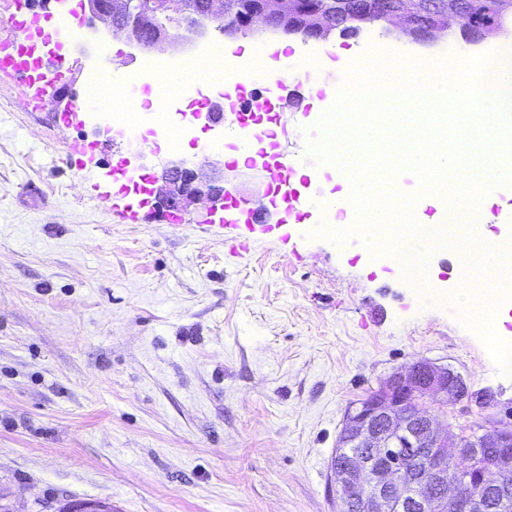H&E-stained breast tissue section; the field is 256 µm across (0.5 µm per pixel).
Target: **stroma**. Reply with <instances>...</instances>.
<instances>
[{"label": "stroma", "instance_id": "35a3bbf8", "mask_svg": "<svg viewBox=\"0 0 512 512\" xmlns=\"http://www.w3.org/2000/svg\"><path fill=\"white\" fill-rule=\"evenodd\" d=\"M278 67L297 59L292 81H344L351 64L395 52L431 65L448 44L463 57L498 51L494 37L466 43L459 29L421 43L382 24L321 39L278 33ZM125 37H105L96 55L76 56L133 74ZM75 73L73 88L83 86ZM32 89L0 73V507L59 512L99 501L111 512H338L331 461L349 402L393 372L428 360L459 373L471 391H491L496 407L465 401L429 413L453 432L512 411V372H502L481 337L459 319V251L432 253L426 293L418 295L389 256L355 252L316 236L329 216L312 207L285 224L207 222V198L184 221H165L156 196L135 203V224L116 215L127 202L112 162L160 175L184 162L218 173L262 207L271 194L259 170L202 159L203 145L236 139L238 127L197 119L176 143L165 141L162 107L140 121L160 145L109 140L105 113L125 116L120 95L106 111L87 109L82 125L48 105L31 111ZM288 118L303 137L277 133L289 158L320 141L325 105ZM86 144L83 164L70 156ZM300 199L343 190L330 164L303 166ZM406 170L392 191L417 194L420 224L448 213L438 195H419ZM445 296L442 304L433 295Z\"/></svg>", "mask_w": 512, "mask_h": 512}]
</instances>
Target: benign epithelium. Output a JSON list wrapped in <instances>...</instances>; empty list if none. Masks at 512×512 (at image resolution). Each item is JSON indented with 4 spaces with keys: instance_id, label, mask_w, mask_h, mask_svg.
<instances>
[{
    "instance_id": "7a95c632",
    "label": "benign epithelium",
    "mask_w": 512,
    "mask_h": 512,
    "mask_svg": "<svg viewBox=\"0 0 512 512\" xmlns=\"http://www.w3.org/2000/svg\"><path fill=\"white\" fill-rule=\"evenodd\" d=\"M215 2L216 7L206 17L177 13L160 24L161 2L150 0L148 6L138 8L129 17L124 27L114 28L101 0H85L89 32L79 49L86 52L100 47L103 36L96 28L98 21L112 34L124 36L147 52L164 50L172 28L183 30L182 38L188 43L211 27L224 28V0ZM445 2L448 7L429 23L420 18L416 9L402 4L394 12L367 7L345 17L344 22L383 20L418 42L446 32L453 22L459 24L461 37L469 44L512 34V27L505 21V17L512 16V0H498L496 15L480 22L462 12L460 0ZM264 6L266 12L279 17L273 28L285 34L302 33L295 21L302 8H290L284 14L270 8V0H265ZM146 28L155 31L150 40L140 36V30ZM162 178L166 185L162 200L170 209L178 210L201 196L224 203L223 186L199 180L181 162L169 163ZM471 396L484 408L494 405L490 395L469 394L464 379L452 369L420 360L391 374L370 395L351 405L344 416L342 438L347 445L367 448L369 452H350L347 463L333 467L338 501L355 504L360 512H512L511 494L503 492L487 503L472 488L474 480L498 488L504 476L512 472V420L497 419L488 427L457 435L423 414V404L428 399L445 406ZM484 448L497 453V465L478 464L479 472L472 477L449 466L459 457L478 460Z\"/></svg>"
}]
</instances>
